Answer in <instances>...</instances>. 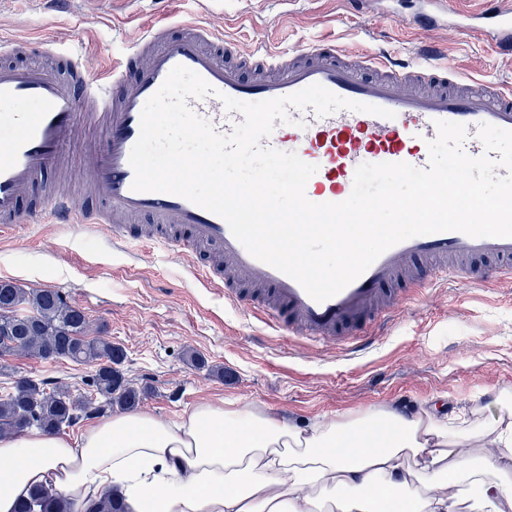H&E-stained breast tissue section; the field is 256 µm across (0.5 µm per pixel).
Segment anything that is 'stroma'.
<instances>
[{"instance_id":"35a3bbf8","label":"stroma","mask_w":512,"mask_h":512,"mask_svg":"<svg viewBox=\"0 0 512 512\" xmlns=\"http://www.w3.org/2000/svg\"><path fill=\"white\" fill-rule=\"evenodd\" d=\"M419 0H386L369 13L344 0H0V38H54L79 49L90 70L111 64L152 26L211 22L243 49L303 48L328 40L346 53L436 62L484 81L512 83V59L486 40L453 29L415 30ZM0 279L24 288H55L85 310L90 334L122 347V369L146 388L140 414L175 421L199 403L248 405L293 425L348 419L380 408L435 407L445 418L488 427L512 403V278L463 287L441 281L395 309L370 348L307 342L196 282L180 256L133 251L104 230L66 224L0 236ZM205 364L191 363V355ZM86 393L92 369L32 355L0 357V389L14 375Z\"/></svg>"}]
</instances>
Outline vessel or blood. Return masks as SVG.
<instances>
[{
	"label": "vessel or blood",
	"instance_id": "vessel-or-blood-1",
	"mask_svg": "<svg viewBox=\"0 0 512 512\" xmlns=\"http://www.w3.org/2000/svg\"><path fill=\"white\" fill-rule=\"evenodd\" d=\"M455 29L476 32L500 54L512 56V0L462 16ZM56 57L53 67L0 64V231L28 230L47 220L100 226L113 240L180 253L196 278L222 286L225 299L243 311L265 313L283 334L313 342L338 340L355 351L368 347L374 329L401 302V294L391 288L394 282L406 281L421 292L443 277L468 287L512 276V238L444 231L394 245L342 291L318 302L294 279L252 257L218 215L177 195L133 190L129 162L142 108L177 65L217 89V96L192 98L188 104L220 132H231L242 119L239 112L225 111L221 95L259 102L314 83L342 98L392 111L388 119L349 110L324 117L294 110L291 124L276 126L261 139L262 147L294 152L317 165L306 185L315 203L346 200L363 163L427 168L426 143L435 138L439 120L466 125L465 153L484 155L477 137L480 124L512 130L511 85L465 78L447 65L355 57L332 44L245 51L208 24L192 26L178 38L170 37L165 26L149 29L120 61L95 72L77 49ZM299 119L304 122L300 128L295 125ZM91 123L102 132L93 144L83 138ZM64 172L88 177L95 208H84L63 191L47 205L27 207V200Z\"/></svg>",
	"mask_w": 512,
	"mask_h": 512
}]
</instances>
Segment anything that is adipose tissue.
I'll return each mask as SVG.
<instances>
[{"mask_svg": "<svg viewBox=\"0 0 512 512\" xmlns=\"http://www.w3.org/2000/svg\"><path fill=\"white\" fill-rule=\"evenodd\" d=\"M386 424L379 445L366 435ZM430 411L394 409L308 429L250 406H193L167 423L115 414L78 439L38 429L0 437V512L36 484L76 502L116 489L128 512H383V495L405 512H512V409L477 434L481 460Z\"/></svg>", "mask_w": 512, "mask_h": 512, "instance_id": "1", "label": "adipose tissue"}]
</instances>
